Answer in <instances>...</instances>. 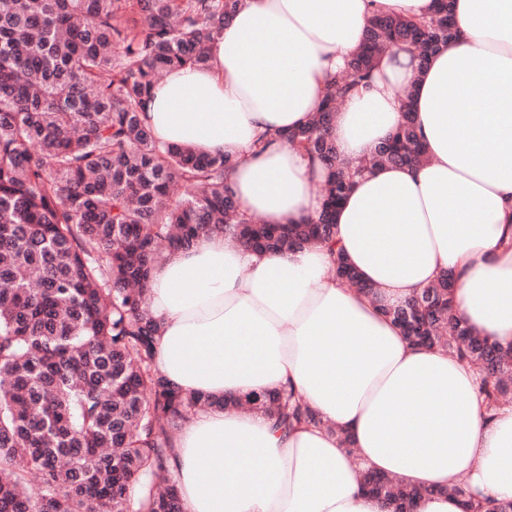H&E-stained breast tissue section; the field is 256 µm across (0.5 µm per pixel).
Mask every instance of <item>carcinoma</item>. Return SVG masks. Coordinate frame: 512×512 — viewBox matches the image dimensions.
Wrapping results in <instances>:
<instances>
[{"instance_id":"1","label":"carcinoma","mask_w":512,"mask_h":512,"mask_svg":"<svg viewBox=\"0 0 512 512\" xmlns=\"http://www.w3.org/2000/svg\"><path fill=\"white\" fill-rule=\"evenodd\" d=\"M241 0H0V512H181L166 467L171 430L212 405L184 396L154 364L147 304L153 267L211 232L252 251L324 245L332 272L370 296L336 250V207L354 175L425 159L408 89L404 121L368 157L337 160L328 137L344 98L368 83L391 46L420 63L455 35L452 0L428 20L377 14L359 49L303 127L281 135L327 169L322 210L309 224H265L240 211L224 153L201 156L157 141L142 119L154 84L203 67L215 34ZM175 186L184 188L180 196ZM442 273L384 310L414 345L438 347L480 374L493 416L512 403V349L476 335L453 309ZM275 426L334 430L293 391L226 400ZM43 485L33 490L29 474ZM363 487L389 512H413L433 490L370 470ZM448 492L481 512L469 485Z\"/></svg>"}]
</instances>
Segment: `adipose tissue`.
Instances as JSON below:
<instances>
[{"label": "adipose tissue", "instance_id": "1", "mask_svg": "<svg viewBox=\"0 0 512 512\" xmlns=\"http://www.w3.org/2000/svg\"><path fill=\"white\" fill-rule=\"evenodd\" d=\"M434 0H243L207 66L170 72L146 123L169 146L226 153L229 186L267 224L313 222L320 163L264 132L304 126L376 14L415 19ZM456 38L419 66L406 46L354 89L329 131L339 157L368 156L402 122L414 91L424 162L358 176L336 238L368 297L331 271L321 246L282 254L201 236L151 272L155 365L186 395L240 399L288 390L329 428L285 430L263 414L207 409L176 432L168 469L183 512H386L366 468L426 488L416 512H462L444 489L512 502V406L487 418L479 376L445 351L410 345L384 307L443 271L455 311L512 348V0H455ZM349 445H342L339 434Z\"/></svg>", "mask_w": 512, "mask_h": 512}]
</instances>
